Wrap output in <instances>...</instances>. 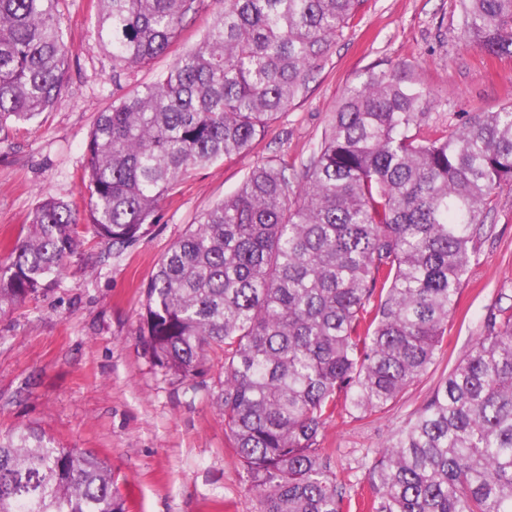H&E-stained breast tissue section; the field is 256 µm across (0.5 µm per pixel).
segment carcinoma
Wrapping results in <instances>:
<instances>
[{"label": "carcinoma", "instance_id": "1", "mask_svg": "<svg viewBox=\"0 0 512 512\" xmlns=\"http://www.w3.org/2000/svg\"><path fill=\"white\" fill-rule=\"evenodd\" d=\"M196 0H98V42L121 68L165 53ZM60 0H0V133L48 111L72 42ZM362 0H224L155 83L98 113L84 214L44 198L0 263V314L56 284L90 226L128 246L190 171L248 151L307 89ZM466 42L512 56V0H460ZM432 94L387 73L351 88L296 177L252 169L144 284L139 336L182 381L224 354L215 404L257 512H348L321 434L343 392L380 412L427 374L497 190L512 188V105L425 135ZM369 512H512V308L378 450ZM0 512H125L112 465L34 427L0 431Z\"/></svg>", "mask_w": 512, "mask_h": 512}]
</instances>
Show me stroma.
Returning a JSON list of instances; mask_svg holds the SVG:
<instances>
[{
  "label": "stroma",
  "instance_id": "obj_1",
  "mask_svg": "<svg viewBox=\"0 0 512 512\" xmlns=\"http://www.w3.org/2000/svg\"><path fill=\"white\" fill-rule=\"evenodd\" d=\"M218 0H197L169 55L112 79V58L92 34L95 0H61L72 35L66 88L36 120L0 134V260L37 203L52 196L84 208L82 174L97 112L115 90L130 94L164 73L174 54L197 43ZM313 74L308 89L278 115L249 151L192 171L163 201L149 232L111 249L85 231L59 283L0 317V430L37 426L68 448L106 458L126 512H256V499L213 403L221 359L196 381L155 367L137 332L140 287L159 259L201 215L235 193L267 162L300 166L329 128L349 87L394 72L437 101L430 130H456L481 112L512 105V57L490 56L461 35L459 0H365ZM486 238L464 278L448 345L428 373L391 408L327 425L322 443L352 493L369 497L374 453L430 398L474 344L486 313L512 306V189L498 190Z\"/></svg>",
  "mask_w": 512,
  "mask_h": 512
}]
</instances>
